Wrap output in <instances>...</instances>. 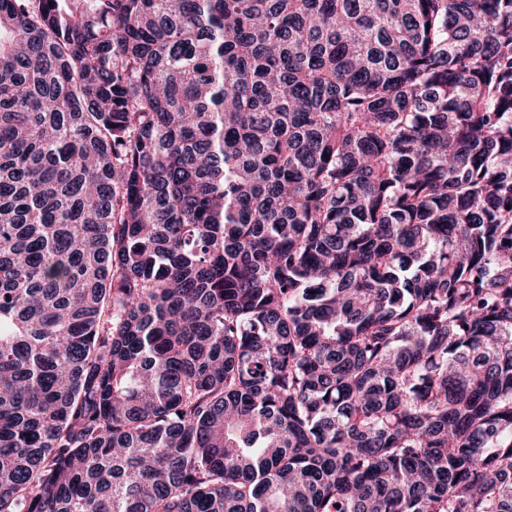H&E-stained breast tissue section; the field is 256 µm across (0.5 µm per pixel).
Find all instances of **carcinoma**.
Returning a JSON list of instances; mask_svg holds the SVG:
<instances>
[{"mask_svg": "<svg viewBox=\"0 0 512 512\" xmlns=\"http://www.w3.org/2000/svg\"><path fill=\"white\" fill-rule=\"evenodd\" d=\"M0 512H512V0H0Z\"/></svg>", "mask_w": 512, "mask_h": 512, "instance_id": "cac0c4a2", "label": "carcinoma"}]
</instances>
